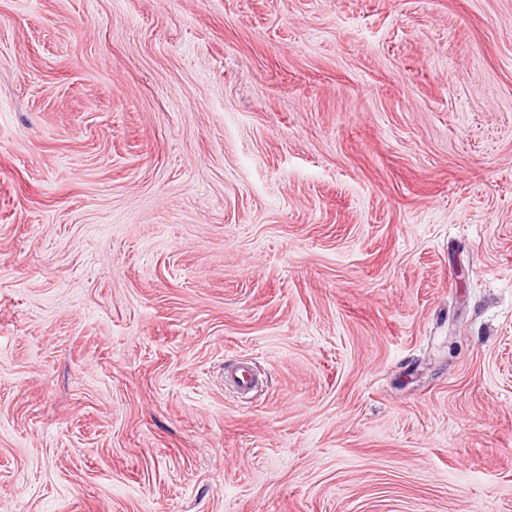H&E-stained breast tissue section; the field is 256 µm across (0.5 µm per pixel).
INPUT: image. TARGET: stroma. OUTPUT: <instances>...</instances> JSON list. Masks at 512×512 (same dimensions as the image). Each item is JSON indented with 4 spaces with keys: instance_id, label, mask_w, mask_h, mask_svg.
Returning <instances> with one entry per match:
<instances>
[{
    "instance_id": "35a3bbf8",
    "label": "stroma",
    "mask_w": 512,
    "mask_h": 512,
    "mask_svg": "<svg viewBox=\"0 0 512 512\" xmlns=\"http://www.w3.org/2000/svg\"><path fill=\"white\" fill-rule=\"evenodd\" d=\"M0 512H512V0H0ZM229 383L240 393L250 394L258 387V378L254 370L245 364L232 366L226 371Z\"/></svg>"
}]
</instances>
